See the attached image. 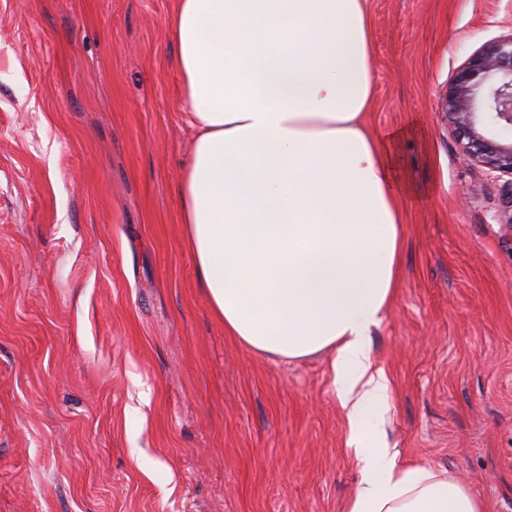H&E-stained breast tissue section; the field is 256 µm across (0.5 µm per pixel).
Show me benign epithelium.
Masks as SVG:
<instances>
[{
  "mask_svg": "<svg viewBox=\"0 0 512 512\" xmlns=\"http://www.w3.org/2000/svg\"><path fill=\"white\" fill-rule=\"evenodd\" d=\"M445 108L463 160L512 177V140L492 133L512 128V36L486 43L457 71Z\"/></svg>",
  "mask_w": 512,
  "mask_h": 512,
  "instance_id": "7a95c632",
  "label": "benign epithelium"
}]
</instances>
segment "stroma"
Instances as JSON below:
<instances>
[{"label": "stroma", "instance_id": "obj_1", "mask_svg": "<svg viewBox=\"0 0 512 512\" xmlns=\"http://www.w3.org/2000/svg\"><path fill=\"white\" fill-rule=\"evenodd\" d=\"M177 0H0V512H347L360 472L331 356L225 335L180 224L193 132ZM373 130L405 196L370 336L397 465L512 512L506 181L444 98L512 0H370ZM481 183L478 194L465 187Z\"/></svg>", "mask_w": 512, "mask_h": 512}]
</instances>
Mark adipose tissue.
Listing matches in <instances>:
<instances>
[{
  "mask_svg": "<svg viewBox=\"0 0 512 512\" xmlns=\"http://www.w3.org/2000/svg\"><path fill=\"white\" fill-rule=\"evenodd\" d=\"M170 30L195 131L181 221L225 333L281 359L330 352L362 474L347 512H485L448 474L397 467L370 425L405 203L367 122L369 0H178Z\"/></svg>",
  "mask_w": 512,
  "mask_h": 512,
  "instance_id": "ef3b65f1",
  "label": "adipose tissue"
}]
</instances>
